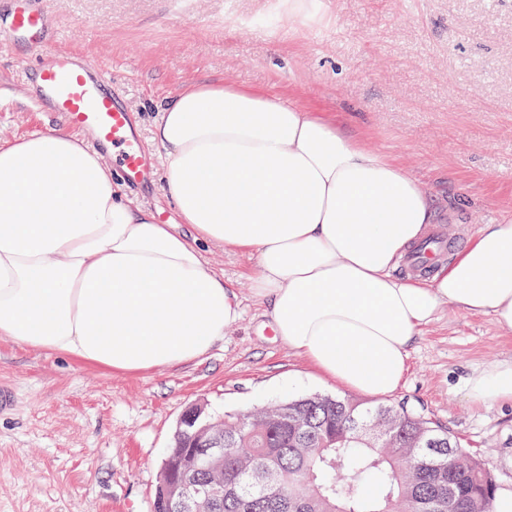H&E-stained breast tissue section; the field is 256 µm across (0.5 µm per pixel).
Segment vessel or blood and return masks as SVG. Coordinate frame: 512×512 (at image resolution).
<instances>
[{
	"label": "vessel or blood",
	"mask_w": 512,
	"mask_h": 512,
	"mask_svg": "<svg viewBox=\"0 0 512 512\" xmlns=\"http://www.w3.org/2000/svg\"><path fill=\"white\" fill-rule=\"evenodd\" d=\"M55 22L40 0H0V35L11 42L45 48L32 73L30 93L70 129L90 132L96 144L112 150V164L130 182L145 176L147 156L131 130V113L112 90L105 67L90 56L56 47ZM439 253L437 242L420 245L408 268L426 273Z\"/></svg>",
	"instance_id": "b4317fda"
}]
</instances>
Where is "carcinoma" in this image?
<instances>
[{
	"instance_id": "obj_1",
	"label": "carcinoma",
	"mask_w": 512,
	"mask_h": 512,
	"mask_svg": "<svg viewBox=\"0 0 512 512\" xmlns=\"http://www.w3.org/2000/svg\"><path fill=\"white\" fill-rule=\"evenodd\" d=\"M393 427L380 447L357 437L359 422ZM431 435L440 448L419 447ZM160 474L154 512H174L169 484L195 466V481L224 476V498L203 512H424L437 498L438 512H491V476L448 431L405 405H369L315 395L269 405L252 415L224 416V459L210 463L193 448L192 431L172 437ZM453 474L461 506L448 503Z\"/></svg>"
}]
</instances>
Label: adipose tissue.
<instances>
[{"label":"adipose tissue","instance_id":"1","mask_svg":"<svg viewBox=\"0 0 512 512\" xmlns=\"http://www.w3.org/2000/svg\"><path fill=\"white\" fill-rule=\"evenodd\" d=\"M156 137L192 235L133 207L83 138L0 142V340L124 375L202 359L242 314L206 244L253 257L251 294L277 338L358 394L398 390L410 344L442 308L512 333V220L484 225L427 277L397 274L434 199L337 115L198 83ZM468 398L512 402V360L476 372Z\"/></svg>","mask_w":512,"mask_h":512}]
</instances>
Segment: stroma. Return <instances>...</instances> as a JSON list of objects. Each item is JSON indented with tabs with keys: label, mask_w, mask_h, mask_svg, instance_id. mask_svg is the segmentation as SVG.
Segmentation results:
<instances>
[{
	"label": "stroma",
	"mask_w": 512,
	"mask_h": 512,
	"mask_svg": "<svg viewBox=\"0 0 512 512\" xmlns=\"http://www.w3.org/2000/svg\"><path fill=\"white\" fill-rule=\"evenodd\" d=\"M58 46L100 60L152 162L124 186L158 222L180 223L162 191L163 106L190 83L236 84L340 114L349 132L419 177L434 231L461 247L512 218V0H42ZM40 53L0 38V140L65 130L29 92ZM242 317L199 362L132 375L0 341V512H153L160 467L190 405L215 417L312 394L345 395L274 335L250 297L249 255L210 248ZM512 359V334L452 309L409 347L404 403L448 428L512 488V403L467 398L476 371Z\"/></svg>",
	"instance_id": "1"
}]
</instances>
